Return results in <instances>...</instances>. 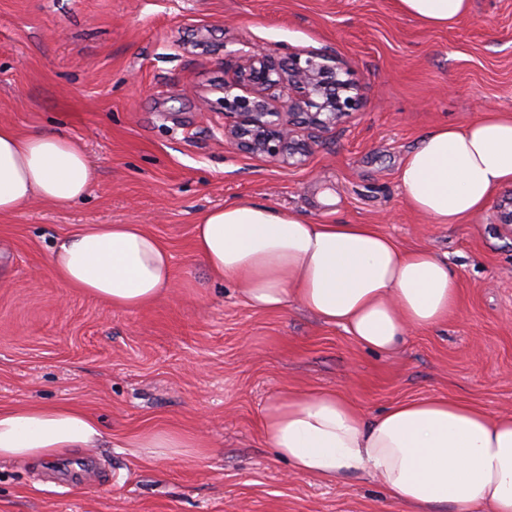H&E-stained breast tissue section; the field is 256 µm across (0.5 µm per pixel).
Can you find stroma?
Returning <instances> with one entry per match:
<instances>
[{"label": "stroma", "mask_w": 512, "mask_h": 512, "mask_svg": "<svg viewBox=\"0 0 512 512\" xmlns=\"http://www.w3.org/2000/svg\"><path fill=\"white\" fill-rule=\"evenodd\" d=\"M311 49L350 68L356 111L292 166L225 139L217 87L241 53ZM492 110L512 114V0H473L445 29L396 0H0V123L68 136L96 173L75 204L0 216V407L75 405L110 438L0 460V512H407L366 478L290 474L262 409L333 388L371 415L431 395L512 412V231L494 221L508 189L473 220L431 224L399 183L427 131ZM243 201L432 249L457 274L456 312L385 355L297 305L248 307L193 247L205 212ZM87 224L144 225L172 255L175 292L130 312L60 284L51 249ZM171 428L203 455L150 461L128 445Z\"/></svg>", "instance_id": "obj_1"}]
</instances>
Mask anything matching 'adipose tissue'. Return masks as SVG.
<instances>
[{
  "label": "adipose tissue",
  "instance_id": "ef3b65f1",
  "mask_svg": "<svg viewBox=\"0 0 512 512\" xmlns=\"http://www.w3.org/2000/svg\"><path fill=\"white\" fill-rule=\"evenodd\" d=\"M472 3L397 0L431 28L470 16ZM94 178L73 140L0 124V215L35 199L68 206ZM399 181L409 207L430 223L478 216L496 189L512 183V116L491 112L465 126L433 128L408 153ZM194 248L206 270L232 283L251 308L279 312L297 303L375 353L439 328L457 307L458 280L446 259L400 247L373 224H310L268 204L238 202L200 219ZM49 266L65 287L124 311L154 304L173 288L169 251L140 224L80 227L53 247ZM260 428L292 474L336 485L364 476L408 512H512V413L428 397L369 417L347 397L320 389L272 397ZM107 438L97 418L76 406L0 407V460L60 457ZM128 445L167 459L199 441L146 430Z\"/></svg>",
  "mask_w": 512,
  "mask_h": 512
}]
</instances>
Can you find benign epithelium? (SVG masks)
<instances>
[{
    "label": "benign epithelium",
    "instance_id": "1",
    "mask_svg": "<svg viewBox=\"0 0 512 512\" xmlns=\"http://www.w3.org/2000/svg\"><path fill=\"white\" fill-rule=\"evenodd\" d=\"M349 69L324 50L275 58L243 54V63L219 88L224 136L244 151L288 164L305 152L292 119L318 131L334 128L356 110Z\"/></svg>",
    "mask_w": 512,
    "mask_h": 512
}]
</instances>
